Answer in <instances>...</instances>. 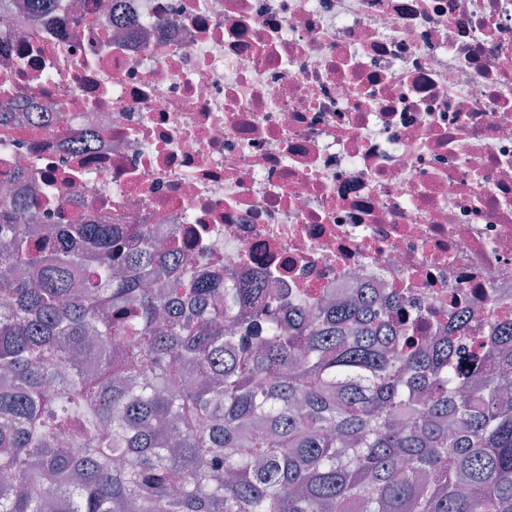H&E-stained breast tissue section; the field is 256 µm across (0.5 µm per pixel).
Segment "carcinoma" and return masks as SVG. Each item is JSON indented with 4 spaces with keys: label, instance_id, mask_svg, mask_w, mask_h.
I'll use <instances>...</instances> for the list:
<instances>
[{
    "label": "carcinoma",
    "instance_id": "1",
    "mask_svg": "<svg viewBox=\"0 0 512 512\" xmlns=\"http://www.w3.org/2000/svg\"><path fill=\"white\" fill-rule=\"evenodd\" d=\"M40 217L0 197V512H512V319L466 375L473 311L426 336Z\"/></svg>",
    "mask_w": 512,
    "mask_h": 512
}]
</instances>
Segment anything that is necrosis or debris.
Returning <instances> with one entry per match:
<instances>
[{
	"instance_id": "necrosis-or-debris-1",
	"label": "necrosis or debris",
	"mask_w": 512,
	"mask_h": 512,
	"mask_svg": "<svg viewBox=\"0 0 512 512\" xmlns=\"http://www.w3.org/2000/svg\"><path fill=\"white\" fill-rule=\"evenodd\" d=\"M121 2L0 15V191L433 336L512 318V0Z\"/></svg>"
}]
</instances>
